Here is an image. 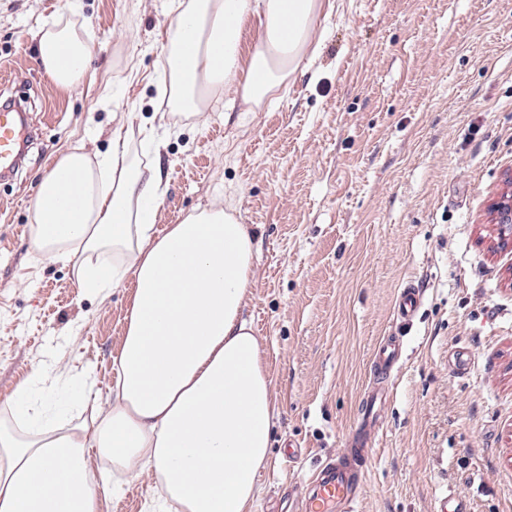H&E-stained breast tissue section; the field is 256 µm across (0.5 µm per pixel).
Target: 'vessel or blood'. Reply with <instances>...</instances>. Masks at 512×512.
<instances>
[{
  "label": "vessel or blood",
  "instance_id": "1",
  "mask_svg": "<svg viewBox=\"0 0 512 512\" xmlns=\"http://www.w3.org/2000/svg\"><path fill=\"white\" fill-rule=\"evenodd\" d=\"M28 137L21 112L13 108L0 110V172L8 173L16 165ZM420 303V291L404 288L396 301L399 319L412 317ZM368 450L355 456L329 460L314 476V489L305 499L301 512H336L338 505L352 502L356 496L355 474L368 457Z\"/></svg>",
  "mask_w": 512,
  "mask_h": 512
}]
</instances>
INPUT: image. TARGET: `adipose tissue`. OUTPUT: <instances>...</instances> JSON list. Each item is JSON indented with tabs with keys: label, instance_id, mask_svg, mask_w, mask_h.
Instances as JSON below:
<instances>
[{
	"label": "adipose tissue",
	"instance_id": "adipose-tissue-1",
	"mask_svg": "<svg viewBox=\"0 0 512 512\" xmlns=\"http://www.w3.org/2000/svg\"><path fill=\"white\" fill-rule=\"evenodd\" d=\"M324 0H177L164 68L171 110L193 118L224 88L260 108L314 52ZM258 19L257 43L243 52ZM88 27L59 20L38 33V57L61 89L91 61ZM147 163L112 135L108 154L77 147L42 177L32 246L74 261L79 288L96 294L133 278L107 408L90 420L35 422L27 387L0 418V512H99L106 490L93 463L157 482L159 512H247L269 460L276 407L265 353L243 308L254 282L255 236L232 208L213 206L156 233L163 195L153 124ZM68 197L72 207L60 206Z\"/></svg>",
	"mask_w": 512,
	"mask_h": 512
}]
</instances>
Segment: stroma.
Wrapping results in <instances>:
<instances>
[{
    "instance_id": "stroma-1",
    "label": "stroma",
    "mask_w": 512,
    "mask_h": 512,
    "mask_svg": "<svg viewBox=\"0 0 512 512\" xmlns=\"http://www.w3.org/2000/svg\"><path fill=\"white\" fill-rule=\"evenodd\" d=\"M174 0H0V102L24 97L33 141L0 178V404L21 386L73 416L69 378L105 400L130 284L78 288L73 262L37 255L42 176L112 133L141 158L142 118L162 122L156 224L232 204L256 233L244 315L267 357L275 444L251 512H283L327 457L353 449L364 397L384 389L373 458L345 512H512V254L490 204L512 172V0H329L317 51L262 111L170 114L163 80ZM76 18L94 34L81 85L58 88L37 32ZM422 290L408 325L394 313ZM402 342L381 376L382 338ZM156 482L126 477L99 512H152ZM419 303V289L413 286L404 288L400 292L395 305L397 318L402 320H409L418 308Z\"/></svg>"
}]
</instances>
